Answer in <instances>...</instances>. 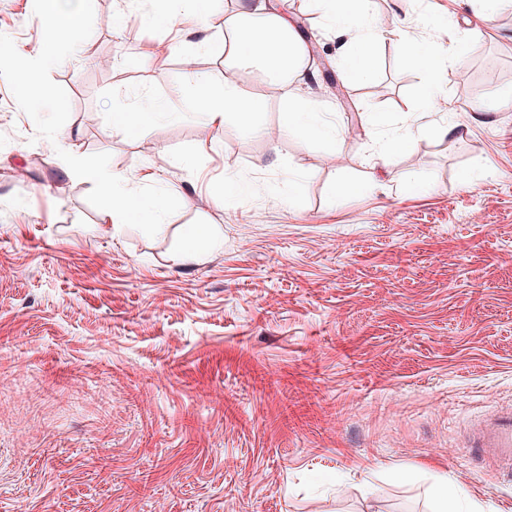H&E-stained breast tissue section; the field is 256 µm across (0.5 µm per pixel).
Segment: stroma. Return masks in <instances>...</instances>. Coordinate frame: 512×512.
I'll use <instances>...</instances> for the list:
<instances>
[{
    "label": "stroma",
    "instance_id": "35a3bbf8",
    "mask_svg": "<svg viewBox=\"0 0 512 512\" xmlns=\"http://www.w3.org/2000/svg\"><path fill=\"white\" fill-rule=\"evenodd\" d=\"M72 2L77 37L0 0V512H438L443 476L459 512H512V479L466 441L512 408V7L370 0L440 54L464 40L425 114L395 43L348 78L310 0H274L319 53L288 87L225 68L240 0ZM228 80L263 103L252 131L205 127ZM293 94L345 135L270 138ZM406 126L378 162L372 135ZM74 157L168 195L162 224L102 223L113 202L64 174ZM191 225L216 242L188 259Z\"/></svg>",
    "mask_w": 512,
    "mask_h": 512
}]
</instances>
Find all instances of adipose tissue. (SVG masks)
Here are the masks:
<instances>
[{
  "instance_id": "ef3b65f1",
  "label": "adipose tissue",
  "mask_w": 512,
  "mask_h": 512,
  "mask_svg": "<svg viewBox=\"0 0 512 512\" xmlns=\"http://www.w3.org/2000/svg\"><path fill=\"white\" fill-rule=\"evenodd\" d=\"M327 15L343 40V57L347 64H359L363 72L373 67L372 45L387 36L400 46L407 61L422 75L416 86L414 99L421 111L431 112L437 107L441 92V77L445 58L429 50L413 36L409 28L396 26L382 30L371 26L367 0H322ZM233 41L225 49L227 68H255L280 83L302 77L308 70L307 51L291 26L289 19L272 0H246L229 19ZM212 128H220L226 116H234L244 130H252L253 119L262 109L259 99L246 95L233 84H225L218 97L203 106ZM286 134H315L334 141L340 135L336 125L322 121L318 105L300 96H293ZM64 172L68 177L98 182L112 193L113 202L124 214L150 212L160 219L168 208L163 195L143 196L127 192L128 177L123 173H102L85 167L79 160H70Z\"/></svg>"
}]
</instances>
